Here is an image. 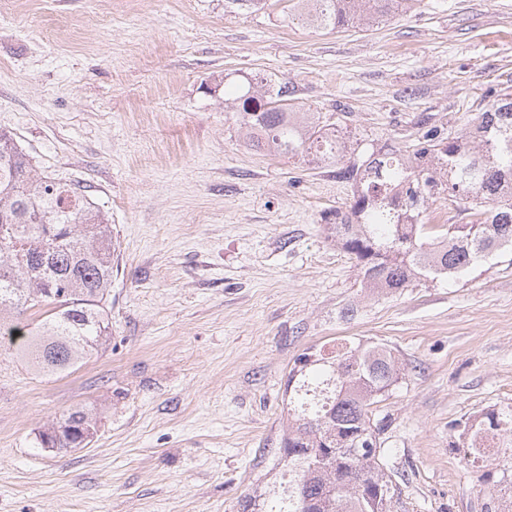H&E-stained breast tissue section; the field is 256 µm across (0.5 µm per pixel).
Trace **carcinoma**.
I'll use <instances>...</instances> for the list:
<instances>
[{
	"mask_svg": "<svg viewBox=\"0 0 512 512\" xmlns=\"http://www.w3.org/2000/svg\"><path fill=\"white\" fill-rule=\"evenodd\" d=\"M312 20L345 26L366 13L382 18L402 0H314ZM249 142L281 155L315 154L337 161L341 144L323 136L311 113L288 103V86L264 92L232 86ZM354 186L351 213L333 225L336 240L355 256L366 288L396 291L414 279L434 280L512 245V94L480 113L465 137L427 131L412 155L395 146L340 169ZM448 196L484 208L474 224L440 229L424 224L429 200ZM112 286V231L102 212L77 188L31 175L27 156L0 133V330L20 339L17 355L37 373L61 374L111 336L101 305ZM289 403L284 454L288 493L264 512H390L379 490L392 484L378 456L353 461L341 449L369 427L372 406L398 381L388 347H349L327 361L299 359ZM330 394L307 397L325 385ZM42 432L43 448L82 446L95 431L92 415L76 409ZM473 438L512 437V406L493 409L472 425Z\"/></svg>",
	"mask_w": 512,
	"mask_h": 512,
	"instance_id": "1",
	"label": "carcinoma"
}]
</instances>
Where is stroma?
<instances>
[{"mask_svg": "<svg viewBox=\"0 0 512 512\" xmlns=\"http://www.w3.org/2000/svg\"><path fill=\"white\" fill-rule=\"evenodd\" d=\"M287 85L368 148L466 134L512 92V0H407L324 29L267 0H0V131L81 189L115 246L111 336L40 377L0 341V512H253L281 492L288 374L305 351L382 343L373 407L393 512H483L512 447L473 466L466 421L512 406V251L394 293L364 288L329 226L337 167L250 146L224 84ZM82 448L40 447L71 409Z\"/></svg>", "mask_w": 512, "mask_h": 512, "instance_id": "stroma-1", "label": "stroma"}]
</instances>
